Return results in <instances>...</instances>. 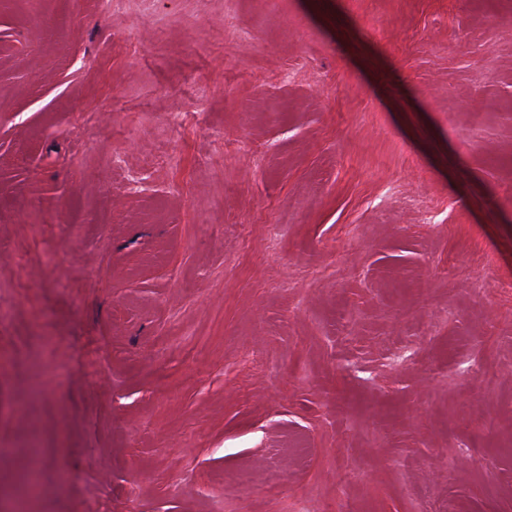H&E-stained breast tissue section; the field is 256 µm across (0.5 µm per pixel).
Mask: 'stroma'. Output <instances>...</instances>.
I'll return each mask as SVG.
<instances>
[{
    "label": "stroma",
    "instance_id": "1",
    "mask_svg": "<svg viewBox=\"0 0 512 512\" xmlns=\"http://www.w3.org/2000/svg\"><path fill=\"white\" fill-rule=\"evenodd\" d=\"M0 512H512V0H0Z\"/></svg>",
    "mask_w": 512,
    "mask_h": 512
}]
</instances>
